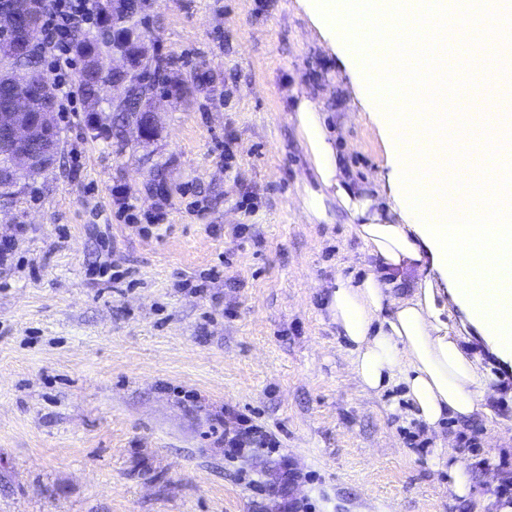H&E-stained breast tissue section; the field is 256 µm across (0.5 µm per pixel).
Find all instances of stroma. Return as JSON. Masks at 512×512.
Masks as SVG:
<instances>
[{"instance_id":"35a3bbf8","label":"stroma","mask_w":512,"mask_h":512,"mask_svg":"<svg viewBox=\"0 0 512 512\" xmlns=\"http://www.w3.org/2000/svg\"><path fill=\"white\" fill-rule=\"evenodd\" d=\"M147 15L174 85L155 137L116 150L78 100L57 163L0 199V512H478L512 477V367L471 338L496 397L424 431L404 385L362 390L324 308L374 260L348 216L305 220L292 91L323 100L355 180L392 171L343 54L297 0ZM231 413L278 447L225 448ZM445 447L468 495L431 464Z\"/></svg>"}]
</instances>
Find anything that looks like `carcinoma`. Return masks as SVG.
<instances>
[{
	"instance_id": "carcinoma-1",
	"label": "carcinoma",
	"mask_w": 512,
	"mask_h": 512,
	"mask_svg": "<svg viewBox=\"0 0 512 512\" xmlns=\"http://www.w3.org/2000/svg\"><path fill=\"white\" fill-rule=\"evenodd\" d=\"M145 0H126L122 9L112 12V0H104L97 30L94 33L78 31L73 35V51L80 63L78 73V90L90 105V128L108 139L116 141L119 149L126 145L124 124L130 116L139 112H148V101L142 98L143 78L148 65H139L130 78L131 94L124 103L109 111H98V92L101 86L110 85L123 78V75L112 71L107 60L112 51L117 49L127 55L141 58L145 54L143 33L139 29L142 24L141 14ZM31 39L23 31L8 26L0 27V52H11L15 55L14 67L21 72L33 74L37 79L44 80L48 85V98L56 101L51 79L40 69V56L30 45ZM171 67L169 58L162 54L156 55L153 69L155 85L163 92L171 87L168 70ZM0 109L14 112H42L44 105L40 95L33 94L29 105L23 107L20 98L13 93V85L7 77L0 78Z\"/></svg>"
}]
</instances>
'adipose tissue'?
Listing matches in <instances>:
<instances>
[{"label": "adipose tissue", "instance_id": "1", "mask_svg": "<svg viewBox=\"0 0 512 512\" xmlns=\"http://www.w3.org/2000/svg\"><path fill=\"white\" fill-rule=\"evenodd\" d=\"M294 112L314 172L300 194L303 213L309 223L329 224L334 211L346 212L381 266L357 283L336 278L329 292L327 312L351 348L353 373L369 393L404 384L415 418L428 428L471 417L492 394V379L442 318L443 277L431 249L394 198L367 195L343 168L321 100L298 95ZM412 269L418 276L410 289L398 290L395 276Z\"/></svg>", "mask_w": 512, "mask_h": 512}]
</instances>
